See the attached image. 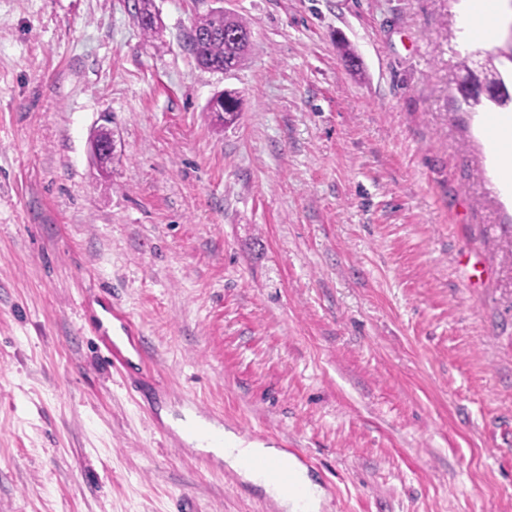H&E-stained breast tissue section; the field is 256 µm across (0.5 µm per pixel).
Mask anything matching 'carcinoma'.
Instances as JSON below:
<instances>
[{
    "label": "carcinoma",
    "mask_w": 512,
    "mask_h": 512,
    "mask_svg": "<svg viewBox=\"0 0 512 512\" xmlns=\"http://www.w3.org/2000/svg\"><path fill=\"white\" fill-rule=\"evenodd\" d=\"M135 19L143 34L148 37L154 36L161 26L153 0H137ZM250 32L249 23L244 18L211 8L194 19L187 44L202 67L225 73L238 68L250 52L252 41L246 38ZM469 74L477 86L506 85L504 76L493 63L488 67L481 64L469 70ZM215 97L221 106V111L217 113L218 121L226 126L235 124L242 107L239 92L224 90L216 93ZM485 101L506 108L512 104V97L474 94L465 98V102L472 108L483 105Z\"/></svg>",
    "instance_id": "obj_1"
}]
</instances>
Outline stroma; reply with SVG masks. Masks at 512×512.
Wrapping results in <instances>:
<instances>
[{
	"instance_id": "1",
	"label": "stroma",
	"mask_w": 512,
	"mask_h": 512,
	"mask_svg": "<svg viewBox=\"0 0 512 512\" xmlns=\"http://www.w3.org/2000/svg\"><path fill=\"white\" fill-rule=\"evenodd\" d=\"M154 3L151 39L134 0H0V512H280L191 408L303 448L320 512H512V199L457 92L512 11L489 45L461 0H224L225 74L212 0ZM116 308L149 366L103 358ZM135 19L145 36L153 37L161 26V19L157 13L153 0H136ZM249 23L239 15L213 8L198 15L187 36V44L205 69L229 72L238 68L252 48ZM220 101L221 111H217V119L224 126H230L236 123L242 107V98L237 91L224 90L216 93L213 98Z\"/></svg>"
}]
</instances>
